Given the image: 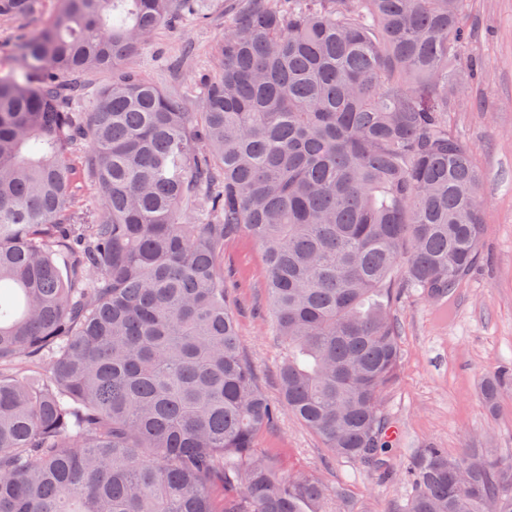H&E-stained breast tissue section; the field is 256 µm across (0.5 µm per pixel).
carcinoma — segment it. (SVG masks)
Returning a JSON list of instances; mask_svg holds the SVG:
<instances>
[{
  "label": "carcinoma",
  "mask_w": 512,
  "mask_h": 512,
  "mask_svg": "<svg viewBox=\"0 0 512 512\" xmlns=\"http://www.w3.org/2000/svg\"><path fill=\"white\" fill-rule=\"evenodd\" d=\"M469 0H234L202 111L133 70L83 80L198 0H59L0 75V512H336L257 451L224 240L263 248L288 410L379 465L398 294L445 298L487 202L448 113L483 70ZM36 0H0L23 21ZM98 199L81 209L84 174ZM512 368L483 386L494 408ZM406 512H512V461L428 445ZM112 78V72L100 73L90 81V88L83 98L73 105L77 112H89L95 105L99 89Z\"/></svg>",
  "instance_id": "obj_1"
}]
</instances>
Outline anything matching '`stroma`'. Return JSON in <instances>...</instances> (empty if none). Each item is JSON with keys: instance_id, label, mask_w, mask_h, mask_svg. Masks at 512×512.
<instances>
[{"instance_id": "obj_1", "label": "stroma", "mask_w": 512, "mask_h": 512, "mask_svg": "<svg viewBox=\"0 0 512 512\" xmlns=\"http://www.w3.org/2000/svg\"><path fill=\"white\" fill-rule=\"evenodd\" d=\"M57 8V0H40L23 26L47 25ZM209 9L206 23L162 27L129 61L163 90L185 96L194 112L202 108L200 76L224 37V0H209ZM469 24V51L484 60L486 73L482 80L460 84L457 97L465 106L449 118L486 171L483 252L452 296L429 299L408 290L396 303L401 364L384 412L391 432L387 457L400 470L429 444L458 456L481 440L512 458V387L503 391L497 412L481 403L483 378L512 365V0H470ZM23 26L0 18L1 75L17 66L14 39ZM177 55L184 61L175 76L167 61ZM265 280L260 246L243 234L225 240L224 283L242 348L259 387L277 404L284 350L268 310ZM258 451L276 459L283 475L316 477L335 496L340 512H405L411 495L407 481L335 457L285 410L260 434Z\"/></svg>"}]
</instances>
